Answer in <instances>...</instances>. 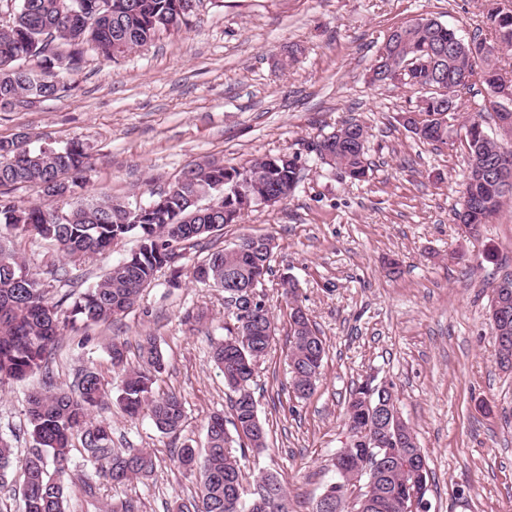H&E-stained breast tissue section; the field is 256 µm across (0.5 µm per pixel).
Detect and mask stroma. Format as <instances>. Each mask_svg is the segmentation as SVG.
I'll return each mask as SVG.
<instances>
[{
  "label": "stroma",
  "instance_id": "obj_1",
  "mask_svg": "<svg viewBox=\"0 0 512 512\" xmlns=\"http://www.w3.org/2000/svg\"><path fill=\"white\" fill-rule=\"evenodd\" d=\"M486 0H200L190 27L112 61L87 53L51 98L0 110V137L30 146L79 140L92 156L83 201L103 195L129 202L167 189L190 164L242 165L280 153L301 154L302 179L288 201L260 207L213 237L227 247L240 236L271 235L277 248L263 292L278 324L271 350L251 385L270 448L242 463L244 486L259 473L283 479L292 512H313L335 477L333 458L347 442L349 393L367 381L393 383L432 473L430 512H512V372L498 366L487 320L492 286L512 277V204L478 237L454 212L462 201L468 154L459 133L428 144L405 129L411 94L374 84L369 67L394 28L436 17L468 40L487 34ZM300 52L293 63L290 46ZM356 120L368 128V175L344 181L309 153L310 143ZM7 247L37 271L49 301L64 291L51 272L55 246L12 236ZM137 247L128 238L70 268L82 292ZM204 247L186 249L179 285L157 273L135 305L83 335H65L52 357L55 386L70 387L95 365L109 392L95 420L112 427L113 448H143L155 472L122 484L93 475L81 443L71 449L70 512H112L135 499L143 512H173L191 499L194 478L174 462L183 444L203 445L210 415L228 412L229 392L212 360L231 310L223 290L194 281ZM291 275L296 304L326 341L322 374L309 399L296 398L285 363L288 309L281 285ZM156 336L166 368L154 390L181 395L180 431H158L148 415L131 418L116 398L121 374L108 348ZM41 375L0 383V438L27 455L33 442L25 410Z\"/></svg>",
  "mask_w": 512,
  "mask_h": 512
}]
</instances>
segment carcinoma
I'll return each instance as SVG.
<instances>
[{
  "instance_id": "cac0c4a2",
  "label": "carcinoma",
  "mask_w": 512,
  "mask_h": 512,
  "mask_svg": "<svg viewBox=\"0 0 512 512\" xmlns=\"http://www.w3.org/2000/svg\"><path fill=\"white\" fill-rule=\"evenodd\" d=\"M59 2L20 0L12 24L0 28V109L20 106L30 97L56 95L65 87V77L82 68L88 49L115 61L148 45L171 26H188L196 5V0H85L87 12L72 19L60 16ZM485 25L491 38H473L475 50L462 57L441 55L459 37L434 17L423 24L413 20L394 28L378 48L371 66L372 81L389 82L384 76L386 68L410 67L402 86L416 95V104L411 110L413 117L404 118L403 125L419 139L431 144L448 141V134L438 131L436 115L440 114V99L447 96L439 89L448 87L449 73L469 72L468 80L452 88L455 97L472 87L474 77L488 89L507 78L497 60L503 51L512 49V10L488 0ZM30 58L41 60L35 79L29 69L19 65ZM462 128L469 154L464 179L470 178L477 163L490 170L500 155H512L511 149L489 136L480 116L469 117ZM365 140L366 127L354 121L313 147L329 150L346 178L362 181L369 169ZM89 164L90 154L79 140L60 148L31 149L17 138H0V189L32 185L40 188L45 199L43 204L28 206L0 199V382L37 373L45 378L43 386L27 399V433L33 448L21 460L22 512H66L69 453L76 438L98 476L108 482L147 477L156 468L151 452L112 448L111 425L91 421L94 408L106 397L96 368L79 370L68 391L54 386L49 359L62 331L77 333L124 313L162 268H169L176 279L181 276L179 261L187 247L198 245L226 224L238 223L268 195L289 198L300 182L302 156L282 153L253 159L244 166L251 172L250 179L229 196L225 195L224 179L238 175V167L195 163L162 191L164 205L143 212L135 222L124 220L126 204L109 196L67 210V218L58 219L54 203L74 194L77 179ZM473 190L477 191L474 200L481 215L472 225L475 231L512 198V184L490 194L463 183V192ZM18 233H34L53 242L62 257L74 263L100 255L127 237L137 238L139 245L106 269L92 287L79 294L65 293L52 303L38 274L1 243ZM275 248L271 236H242L239 247L210 252L194 268L193 279L208 288L244 290L254 275L272 272L269 261ZM289 317L291 389L295 397L306 399L321 374L325 343L307 314H301L299 320L292 312ZM273 320L263 302L248 314H232V320L224 323V341L214 346L212 357L230 391L231 419H224L222 413L210 417L204 452L191 445L178 450V467L196 479L198 491L192 501L179 504L177 512H290L287 490L274 474L257 476L256 490L248 500L237 494L241 460L267 448V432L256 410L251 383L255 367L266 357L273 340L264 335V326ZM109 355L112 367L123 375L118 396L122 411L131 418L146 411L158 431L176 432L185 417L182 398L174 392L153 393L157 374L165 367L156 338L148 335L141 339L135 366L128 362L122 342L112 343ZM359 393L358 387L350 393L346 425L370 433L376 421ZM228 423L235 434L228 432ZM416 458H422L421 448L409 441L390 448V457L381 454L376 461L367 457L364 448H340L333 459L335 482L347 488L359 472L364 496L375 504L365 512H403L402 500L409 485L422 481L424 488H429L431 471L427 469L424 477H419L413 466ZM14 465L11 446L0 439L1 484Z\"/></svg>"
}]
</instances>
